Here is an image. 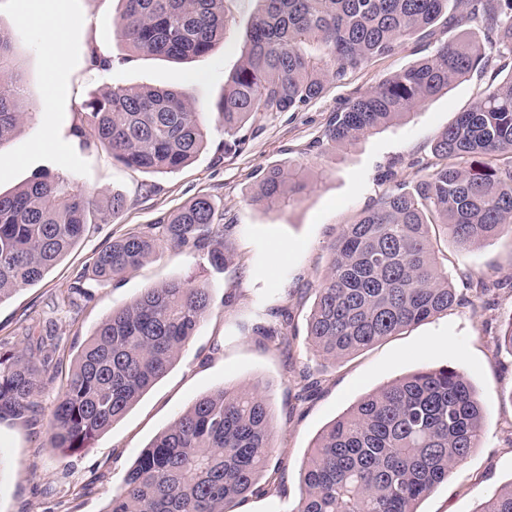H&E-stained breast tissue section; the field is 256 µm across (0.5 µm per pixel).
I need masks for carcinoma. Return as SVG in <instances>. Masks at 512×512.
Here are the masks:
<instances>
[{
	"instance_id": "carcinoma-1",
	"label": "carcinoma",
	"mask_w": 512,
	"mask_h": 512,
	"mask_svg": "<svg viewBox=\"0 0 512 512\" xmlns=\"http://www.w3.org/2000/svg\"><path fill=\"white\" fill-rule=\"evenodd\" d=\"M115 35L135 52L185 60L208 54L224 38V0H121ZM248 50L230 77L217 112L224 153H236L249 117L298 112L325 91L404 41L433 33L448 0H261ZM456 26L482 25L394 73L334 113L331 147H348L474 72L490 79L476 105L459 113L431 151L429 171L410 189L381 196L331 244L328 272L308 320L314 355H353L413 324L466 302L437 261L433 232L461 247L512 238V74L488 49L512 53V0H455ZM14 37L0 27V145L29 109L16 71ZM88 130L112 160L147 173H174L206 146L203 110L186 89L114 87L82 105ZM307 182L291 166L259 171L253 201L267 207L296 200ZM96 202L74 179L45 175L0 194V302L43 279L80 240ZM205 195L170 214L156 231L128 233L102 249L98 277L118 278L163 244L207 250L231 261L227 225L214 223ZM475 298L494 285L468 277ZM208 288L173 279L118 307L78 352L52 412L49 444L78 450L119 421L162 378L208 315ZM58 336H23V348L0 338V413L35 417L53 377ZM486 413L463 373L445 367L396 379L362 397L319 435L300 472L293 512H417L418 502L448 481L479 447ZM271 407L258 387L200 396L138 456L108 512H225L228 503L282 481L270 467ZM478 512H512V486Z\"/></svg>"
}]
</instances>
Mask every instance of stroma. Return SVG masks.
Returning a JSON list of instances; mask_svg holds the SVG:
<instances>
[{"instance_id":"1","label":"stroma","mask_w":512,"mask_h":512,"mask_svg":"<svg viewBox=\"0 0 512 512\" xmlns=\"http://www.w3.org/2000/svg\"><path fill=\"white\" fill-rule=\"evenodd\" d=\"M260 8V0H224L223 41L205 56L174 62L134 54L114 35L120 0H0V27L17 35L14 56L31 105L19 133L0 148V192L49 173L71 176L101 202L115 192L128 199L119 215L88 225L40 282L0 302V337L51 324L62 338V362L41 395L43 415L35 422L0 420V512H108L142 450L198 397L226 387H257L267 398L276 431L272 463L283 476L269 493L231 504V512H292L301 463L325 427L388 382L442 367L464 373L488 422L479 449L419 502L418 512H478L487 495L512 482V352L497 345L512 319L511 240L489 239L466 250L441 235L434 243L453 284L470 274L496 283L494 305L472 299L327 363L307 345L308 315L330 264L329 244L394 185L423 174L434 142L476 104L488 75H470L353 148L317 147L331 114L349 99L462 33L441 24L432 37L406 41L343 81H329L303 111L255 115L242 130V150L228 154L216 108ZM59 20L70 27L59 33L65 51L57 60L52 43ZM94 53L112 59L110 71L93 69ZM112 86L189 88L207 109L205 149L178 172L154 174L126 168L105 148L85 145L73 133L84 120L81 106ZM284 162L315 170L310 186L286 206L253 203L258 170ZM201 195L215 201L229 226L232 265L219 269L206 251L164 246L121 278L94 276L93 262L108 241L148 230ZM172 279L192 281L211 294L210 311L177 362L90 447L51 448L48 414L79 346L113 309ZM281 307L290 314L287 343L256 335L257 318L279 326L271 312ZM305 373L318 385L302 401L298 382Z\"/></svg>"}]
</instances>
